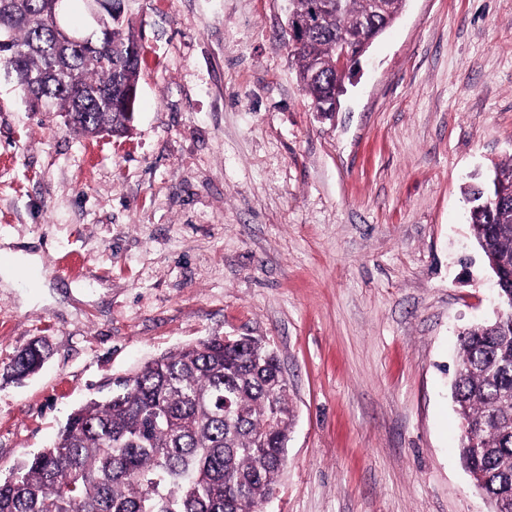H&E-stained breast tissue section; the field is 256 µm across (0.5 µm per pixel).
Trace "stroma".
<instances>
[{
  "label": "stroma",
  "instance_id": "stroma-1",
  "mask_svg": "<svg viewBox=\"0 0 512 512\" xmlns=\"http://www.w3.org/2000/svg\"><path fill=\"white\" fill-rule=\"evenodd\" d=\"M128 134L31 111L0 72V470L114 378L207 336L274 347L295 411L265 512H490L458 453L463 329L497 304L463 188L512 160V0H405L334 117L288 0H124ZM77 256L62 273L59 257ZM48 351L43 343L36 341L24 347L14 357L7 374L17 382L36 374L44 365Z\"/></svg>",
  "mask_w": 512,
  "mask_h": 512
}]
</instances>
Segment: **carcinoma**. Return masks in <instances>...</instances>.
Listing matches in <instances>:
<instances>
[{
    "label": "carcinoma",
    "mask_w": 512,
    "mask_h": 512,
    "mask_svg": "<svg viewBox=\"0 0 512 512\" xmlns=\"http://www.w3.org/2000/svg\"><path fill=\"white\" fill-rule=\"evenodd\" d=\"M403 0H291L303 23L292 48L301 86L336 111V42L370 20L380 36ZM0 69L34 111L59 112L88 136L128 132L140 45L120 12L80 46L55 34L42 0H0ZM469 225L499 272L505 318L461 333L451 387L460 459L491 512H512V199L486 208L493 185L472 186ZM48 351L36 341L8 368L20 382ZM294 421L275 349L261 337L209 336L147 362L130 382L73 411L48 448L0 476V512H259L278 484Z\"/></svg>",
    "instance_id": "1"
}]
</instances>
